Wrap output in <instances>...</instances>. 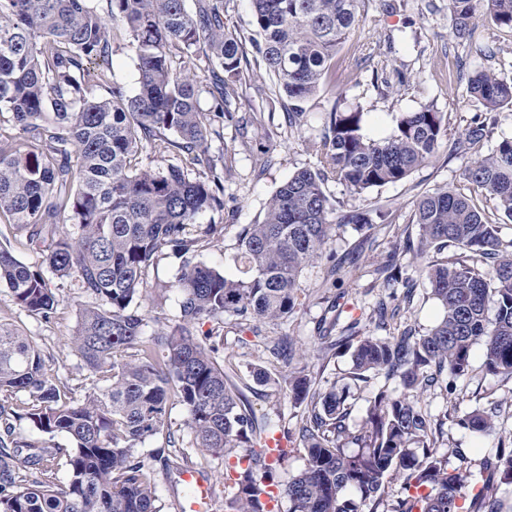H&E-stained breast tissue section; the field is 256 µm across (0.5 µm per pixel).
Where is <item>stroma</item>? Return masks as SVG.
Wrapping results in <instances>:
<instances>
[{"label":"stroma","instance_id":"35a3bbf8","mask_svg":"<svg viewBox=\"0 0 512 512\" xmlns=\"http://www.w3.org/2000/svg\"><path fill=\"white\" fill-rule=\"evenodd\" d=\"M450 25L448 0H362L361 21L338 50L323 89L303 104L311 121L299 132L290 130L285 121L287 98L276 93L263 66L253 65L246 80L236 88L231 118L225 119L219 136L208 143L213 158L226 164L224 209L203 214L199 221L223 225L224 236L209 241L199 251L198 261L232 272L231 258L240 227L261 222L272 195L296 171L320 168L319 118L331 111L338 96L362 107L366 113L363 130L372 138L389 136L398 113L425 105L444 112L455 130L465 128L474 115L483 112L481 102L467 92L468 79L485 69L512 75V29L482 16L475 22L471 39L460 45L449 38ZM379 75L387 78L386 86L376 87L374 79ZM473 159V154L452 151L445 144L431 163L417 168L406 179L359 195L328 179L324 189L337 211L382 208L389 211L388 220L363 230L352 224L334 227L326 250L343 260L338 286L328 282L330 264L326 259L308 265L300 276L301 304L283 324L225 317L220 329L224 341L217 359L239 385L248 386L247 397L255 417L275 425L277 438H286L295 430L304 411L288 395L289 371L304 372L315 387L324 390L349 387L356 397L350 423L357 431L362 429L368 402L376 394L404 393V384L397 376L388 379L371 374L352 380L350 352L340 347L335 354L322 355L319 329L332 326V335L339 340L352 334L390 335V328L378 325L370 315L379 300L389 297L390 291L384 288L375 269L392 251L398 254L401 277L409 279L417 293L401 324L423 332L436 323L439 309L425 296L428 281L423 264L407 248L406 240L418 235L412 218L419 197L438 188L463 185L464 172ZM181 264V258L168 254L148 272V293L140 307L148 319V332L157 331L159 323L169 322L179 313L178 292L172 284ZM52 286L59 304L47 321L17 307L8 291L0 288V321L35 337L53 378L69 386L78 398L91 387L92 379L67 341L87 299L75 280L56 278ZM284 333L293 336L295 346L305 352L288 368L260 345L261 340ZM482 356V344H474L472 369L455 379L452 392H427L419 398L422 407L435 414L448 413L452 419L441 448L451 466L463 461L474 471L484 457L494 453L500 440L512 437V415L508 413L502 415L498 431L492 435H480L453 422L454 417L485 407L487 402L512 399V382L484 374ZM259 369L267 372V381L256 380ZM164 445V437L156 436L139 443L136 451L153 471L155 494L163 512H181L180 506L186 501L182 486L153 456L155 449ZM191 459L194 470L211 488L209 512H224L237 480L236 469L220 457L195 453Z\"/></svg>","mask_w":512,"mask_h":512}]
</instances>
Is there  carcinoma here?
<instances>
[{"instance_id":"obj_1","label":"carcinoma","mask_w":512,"mask_h":512,"mask_svg":"<svg viewBox=\"0 0 512 512\" xmlns=\"http://www.w3.org/2000/svg\"><path fill=\"white\" fill-rule=\"evenodd\" d=\"M100 12L89 0H0V114L15 132L0 131V215L26 232L43 255L31 267L0 249V287L14 304L47 321L58 300L49 276L73 279L89 299L68 347L95 378L79 399L68 398L48 373L36 339L0 323V512H160L153 472L135 447L163 435L155 450L166 470L183 472L189 458L168 422L176 400L187 412L190 447L202 455L230 457L237 448L239 478L229 512H270L269 485L255 474L248 448L273 437L257 424L240 387L216 358L213 334L197 333L203 320L224 315L282 322L300 305L302 269L325 256L333 223L363 229L371 219L357 210L335 215L323 189L325 176L301 169L268 202L263 221L237 235L228 275L195 260L224 225L193 232L206 212L224 210V169L209 155L214 119L230 113L229 90L258 55L291 107L288 125L304 126L302 103L324 83L332 60L359 22L360 0H251L258 38L252 50L224 26V0H105ZM483 10L494 24L512 28V0H448L451 34L472 33ZM122 24L138 71V90L112 80L111 25ZM217 63L208 93L213 116L200 109L201 86L191 77L192 57ZM468 92L486 111L512 105V76L476 73ZM364 113L334 104L325 113L322 163L355 193L396 183L432 161L451 135L444 113L432 106L403 112L394 133L374 139L363 131ZM491 130L480 117L459 133L457 144L475 152ZM183 156L188 166H142L145 147ZM467 186L439 188L417 201L416 255L433 248L458 252L425 262L429 298L442 316L426 333L406 328L395 336L345 339L352 349L353 377L400 376L409 392L378 394L363 431L348 425L353 395L321 391L305 375L288 376L296 404L311 405L300 419L294 447L305 452L304 469L278 494L289 512H512L497 495L512 484V448L500 446L478 472L448 470L444 442L448 415H432L413 392L448 390V376L470 370L472 346L484 344L482 368L512 379V239L475 204L473 194L494 201L512 221V139H504L466 169ZM70 212L72 229L59 230ZM183 258L175 288L180 315L145 336L139 312L146 271L165 251ZM397 251L377 271L387 287L404 288L412 305L414 284L396 274ZM496 296L490 308V295ZM270 352L293 360V339L282 336ZM26 392L20 410L13 400ZM503 403L476 408L456 424L476 433L496 431ZM25 421L48 436L15 438ZM71 446L50 443L56 435ZM65 468L67 479L55 483ZM402 481L405 496L385 508V484Z\"/></svg>"}]
</instances>
